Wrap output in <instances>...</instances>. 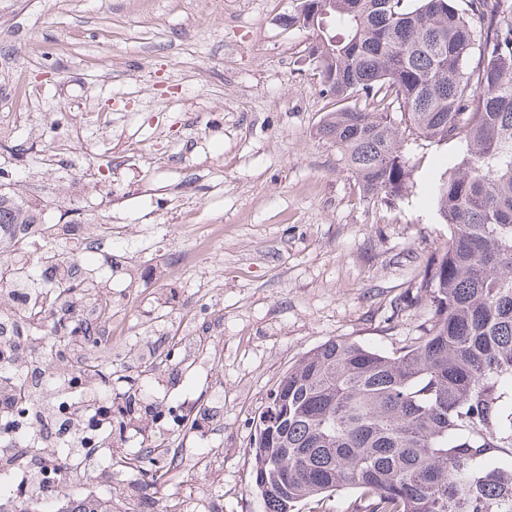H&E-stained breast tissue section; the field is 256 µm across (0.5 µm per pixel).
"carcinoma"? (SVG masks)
Returning <instances> with one entry per match:
<instances>
[{"instance_id":"1","label":"carcinoma","mask_w":512,"mask_h":512,"mask_svg":"<svg viewBox=\"0 0 512 512\" xmlns=\"http://www.w3.org/2000/svg\"><path fill=\"white\" fill-rule=\"evenodd\" d=\"M290 24L312 34L307 63L336 109L318 135L332 139L364 190L395 204L407 196L408 143L456 140L453 171L431 184L448 245L417 284L428 314L421 335L387 354L331 339L278 380L250 447L264 512H300L339 491L351 512H512V0H299ZM398 105L367 111L358 95ZM56 241L37 205L0 195V226ZM26 288L47 335L58 307L91 315L88 335L111 324L112 298L85 256L52 248L31 260L22 246L0 265V336L32 314L7 308ZM75 370L108 396L112 370L71 338ZM17 401L29 403L31 368L41 391L60 364L25 346L15 356ZM56 512H112V500L71 501Z\"/></svg>"}]
</instances>
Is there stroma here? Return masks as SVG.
Segmentation results:
<instances>
[{"instance_id": "obj_1", "label": "stroma", "mask_w": 512, "mask_h": 512, "mask_svg": "<svg viewBox=\"0 0 512 512\" xmlns=\"http://www.w3.org/2000/svg\"><path fill=\"white\" fill-rule=\"evenodd\" d=\"M297 0H0V194L87 224L112 295L113 512H263L250 441L279 377L337 338L391 352L448 242L430 183L455 145L411 144L409 200L372 198L316 129ZM168 360L142 373L144 340ZM149 444L186 457L155 480Z\"/></svg>"}]
</instances>
